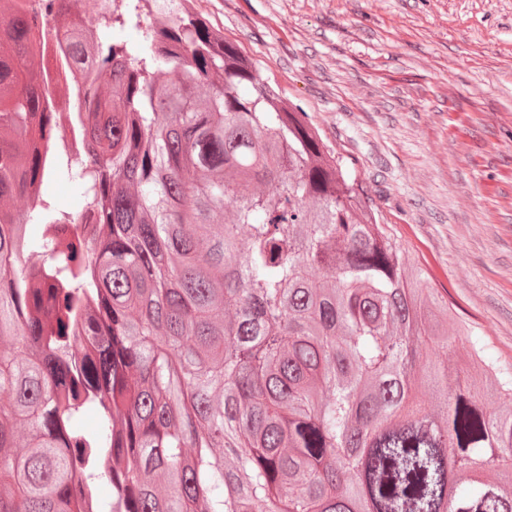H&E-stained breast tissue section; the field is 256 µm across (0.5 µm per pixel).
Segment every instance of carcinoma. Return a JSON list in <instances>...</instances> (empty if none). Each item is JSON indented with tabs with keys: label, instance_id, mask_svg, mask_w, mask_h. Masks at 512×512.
Returning a JSON list of instances; mask_svg holds the SVG:
<instances>
[{
	"label": "carcinoma",
	"instance_id": "1",
	"mask_svg": "<svg viewBox=\"0 0 512 512\" xmlns=\"http://www.w3.org/2000/svg\"><path fill=\"white\" fill-rule=\"evenodd\" d=\"M186 2L70 29L85 150L47 168L39 29L0 0V512H512V365L470 329L448 365L418 251ZM53 179L98 206L91 241L17 222Z\"/></svg>",
	"mask_w": 512,
	"mask_h": 512
}]
</instances>
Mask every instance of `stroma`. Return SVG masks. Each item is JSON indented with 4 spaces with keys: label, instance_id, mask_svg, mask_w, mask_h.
I'll use <instances>...</instances> for the list:
<instances>
[{
    "label": "stroma",
    "instance_id": "1",
    "mask_svg": "<svg viewBox=\"0 0 512 512\" xmlns=\"http://www.w3.org/2000/svg\"><path fill=\"white\" fill-rule=\"evenodd\" d=\"M418 249L512 364V0H196Z\"/></svg>",
    "mask_w": 512,
    "mask_h": 512
}]
</instances>
